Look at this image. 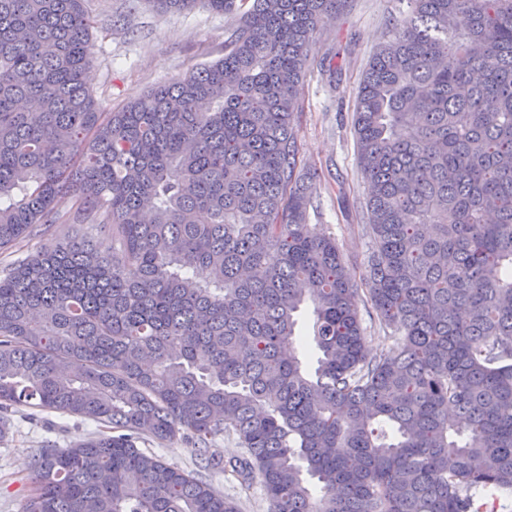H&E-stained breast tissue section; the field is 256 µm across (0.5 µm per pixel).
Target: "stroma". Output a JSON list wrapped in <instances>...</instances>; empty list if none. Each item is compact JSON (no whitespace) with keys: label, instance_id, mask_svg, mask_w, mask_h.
I'll return each mask as SVG.
<instances>
[{"label":"stroma","instance_id":"35a3bbf8","mask_svg":"<svg viewBox=\"0 0 512 512\" xmlns=\"http://www.w3.org/2000/svg\"><path fill=\"white\" fill-rule=\"evenodd\" d=\"M85 9L93 21L86 82L107 112L222 58L234 23L232 17L203 7L162 13L151 0H85ZM406 10V0H352L348 11L317 34L300 89V158L321 177L319 207L310 221L336 236L347 262L359 271L370 240L363 218L368 184L357 166L352 129L355 96L371 54L387 41L393 20ZM14 422L12 436L0 444V512H22L31 489L30 462L47 441L63 446L96 430L76 417L66 419L60 435L22 414ZM145 448L173 466L196 471L233 500L239 512H269L259 475H252L246 486L227 480L223 473L201 467L178 439L149 442Z\"/></svg>","mask_w":512,"mask_h":512}]
</instances>
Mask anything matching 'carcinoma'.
I'll return each instance as SVG.
<instances>
[{"label": "carcinoma", "mask_w": 512, "mask_h": 512, "mask_svg": "<svg viewBox=\"0 0 512 512\" xmlns=\"http://www.w3.org/2000/svg\"><path fill=\"white\" fill-rule=\"evenodd\" d=\"M84 0H0V442L19 408L108 430L33 457L22 512H238L138 442L262 477L270 512H496L512 495V0H409L353 118L371 251L309 223L298 87L349 0L242 12L224 57L118 112L87 87ZM395 346L364 351L360 304ZM312 308L313 353L297 335ZM245 456L209 453L224 431ZM89 224L91 223H85L83 225H59L55 231L48 235L32 238L26 241V245L21 252L9 253V250L0 254V270L4 266L11 264V262L17 259H21L31 254H37L43 250L52 249L60 241L74 235H84L90 237L98 244H101L103 249L111 248L110 250H112V242L110 237L106 233L95 230Z\"/></svg>", "instance_id": "cac0c4a2"}]
</instances>
